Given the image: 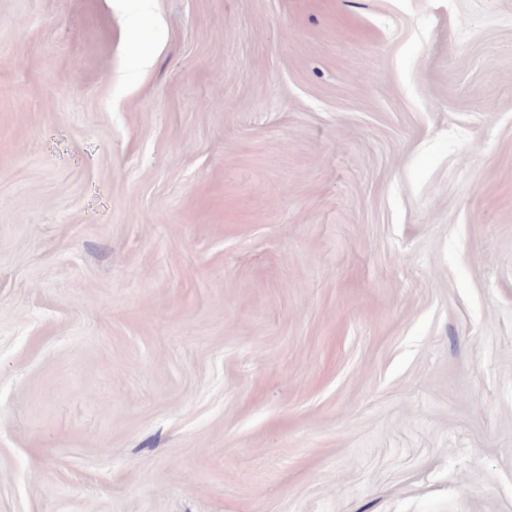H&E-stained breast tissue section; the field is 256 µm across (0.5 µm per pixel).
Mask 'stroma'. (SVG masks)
Returning <instances> with one entry per match:
<instances>
[{
	"label": "stroma",
	"instance_id": "35a3bbf8",
	"mask_svg": "<svg viewBox=\"0 0 512 512\" xmlns=\"http://www.w3.org/2000/svg\"><path fill=\"white\" fill-rule=\"evenodd\" d=\"M0 512H512V0H0Z\"/></svg>",
	"mask_w": 512,
	"mask_h": 512
}]
</instances>
